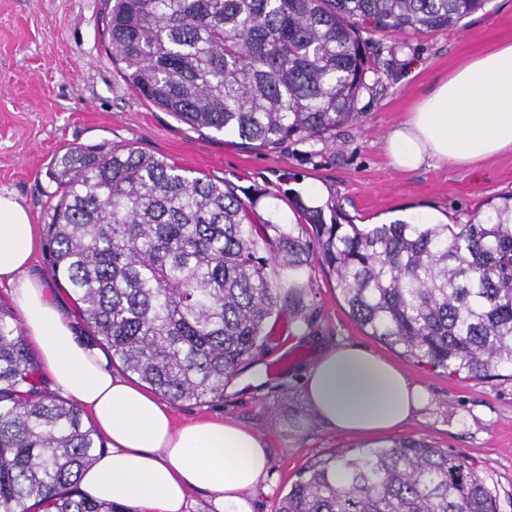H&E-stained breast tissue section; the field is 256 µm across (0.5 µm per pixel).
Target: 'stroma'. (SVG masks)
Segmentation results:
<instances>
[{"label":"stroma","instance_id":"1","mask_svg":"<svg viewBox=\"0 0 512 512\" xmlns=\"http://www.w3.org/2000/svg\"><path fill=\"white\" fill-rule=\"evenodd\" d=\"M106 0H0V192L14 193L37 226L48 221L56 184L48 169L68 148L106 144L165 158L197 176L244 189L269 190L289 222L298 217L288 191L320 193L342 221L383 224L429 217L451 224L477 221L488 203L512 194V152L469 168L397 171L384 150L389 130L461 61L512 40V0H490L464 28L383 40L371 54L382 73L363 93L352 121L316 156L302 146L266 153L239 139L197 132L131 90L105 51ZM313 324L299 332L287 316L267 326V347L241 369L214 403L174 402L177 421L222 415L265 436L273 450L266 492L255 512H275L299 471L341 448L387 444L323 429L301 392L305 370L325 347L361 345L399 363L429 392L430 404L401 430L470 461L512 512V377L458 380L405 360L350 316L336 280L314 266Z\"/></svg>","mask_w":512,"mask_h":512}]
</instances>
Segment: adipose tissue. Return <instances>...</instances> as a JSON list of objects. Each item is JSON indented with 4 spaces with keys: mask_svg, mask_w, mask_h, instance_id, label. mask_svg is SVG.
Masks as SVG:
<instances>
[{
    "mask_svg": "<svg viewBox=\"0 0 512 512\" xmlns=\"http://www.w3.org/2000/svg\"><path fill=\"white\" fill-rule=\"evenodd\" d=\"M385 150L402 172L468 167L512 152V42L460 64L390 130ZM39 246L27 209L0 193V285L10 287L54 389L92 416L105 441L82 475V492L134 512H187L191 492L200 490L211 512H254L267 488V441L224 417L175 423L157 395L114 372L30 278ZM302 392L323 427L356 436L398 431L428 403L405 371L350 343L319 353Z\"/></svg>",
    "mask_w": 512,
    "mask_h": 512,
    "instance_id": "obj_1",
    "label": "adipose tissue"
}]
</instances>
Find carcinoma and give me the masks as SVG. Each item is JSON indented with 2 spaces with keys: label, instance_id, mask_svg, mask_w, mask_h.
I'll return each instance as SVG.
<instances>
[{
  "label": "carcinoma",
  "instance_id": "cac0c4a2",
  "mask_svg": "<svg viewBox=\"0 0 512 512\" xmlns=\"http://www.w3.org/2000/svg\"><path fill=\"white\" fill-rule=\"evenodd\" d=\"M486 0H108L109 54L156 108L276 153L336 138L371 89L373 36L457 27ZM48 266L85 338L173 402L224 398L286 312L313 323L309 270L336 279L350 316L412 361L489 380L512 368V195L474 223L342 224L295 193L269 195L134 148L79 146L49 172ZM333 212L326 217L325 211ZM315 232L317 245L304 237ZM105 450L81 407L49 389L0 300V512H132L87 498ZM343 475V481L336 474ZM277 512H498L467 460L414 439L310 464Z\"/></svg>",
  "mask_w": 512,
  "mask_h": 512
}]
</instances>
